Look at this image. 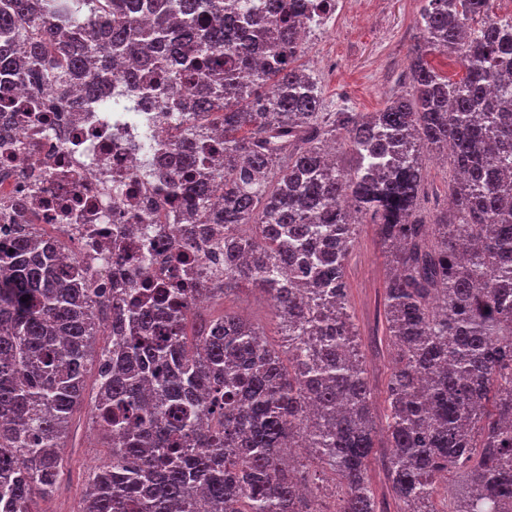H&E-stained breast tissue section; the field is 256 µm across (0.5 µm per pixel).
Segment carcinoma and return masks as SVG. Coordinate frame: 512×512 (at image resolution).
I'll use <instances>...</instances> for the list:
<instances>
[{
    "label": "carcinoma",
    "instance_id": "cac0c4a2",
    "mask_svg": "<svg viewBox=\"0 0 512 512\" xmlns=\"http://www.w3.org/2000/svg\"><path fill=\"white\" fill-rule=\"evenodd\" d=\"M333 0H0V84L98 91L112 54L190 95L172 127L187 224H222L224 287L151 280L105 308L53 244L0 241V512H40L63 471V425L97 371L107 453L81 512H377L372 396L347 298L356 228L390 255L386 470L400 512H512V17L490 0H424L412 91L376 112H324L297 65L304 19ZM454 55L462 74L432 65ZM211 125L197 171L194 134ZM340 134L344 165L325 148ZM446 154L450 207L420 214L423 157ZM224 194L210 202L213 175ZM246 283L269 297L288 356L224 314L188 338L184 296ZM28 301H22V298ZM109 342L100 351L92 338ZM454 468L450 495L437 477Z\"/></svg>",
    "mask_w": 512,
    "mask_h": 512
}]
</instances>
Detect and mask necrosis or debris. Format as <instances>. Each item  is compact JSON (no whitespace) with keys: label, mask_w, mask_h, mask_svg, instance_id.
<instances>
[{"label":"necrosis or debris","mask_w":512,"mask_h":512,"mask_svg":"<svg viewBox=\"0 0 512 512\" xmlns=\"http://www.w3.org/2000/svg\"><path fill=\"white\" fill-rule=\"evenodd\" d=\"M162 93L104 81L76 112H30L15 125L27 149L0 152V239L37 236L74 245L93 288L156 275L224 281V262L197 250L180 264L171 249L185 237L174 223L165 180L180 163L161 128Z\"/></svg>","instance_id":"obj_1"}]
</instances>
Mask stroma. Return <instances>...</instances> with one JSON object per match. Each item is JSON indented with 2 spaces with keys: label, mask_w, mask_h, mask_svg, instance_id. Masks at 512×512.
Masks as SVG:
<instances>
[{
  "label": "stroma",
  "mask_w": 512,
  "mask_h": 512,
  "mask_svg": "<svg viewBox=\"0 0 512 512\" xmlns=\"http://www.w3.org/2000/svg\"><path fill=\"white\" fill-rule=\"evenodd\" d=\"M422 0H357L354 9L340 13L333 27L310 36L298 63L312 74L322 92L323 109L335 112H374L392 98L410 92L408 52L419 37ZM428 208L445 207L452 174L445 158L424 157ZM388 257L372 225H360L354 249L346 263L347 294L355 341L364 355L367 379L374 394L377 426L385 424V392L392 367V347L385 318ZM248 315L263 327L269 345L282 351L281 336L270 300L253 290L211 301L199 311L200 320L223 313ZM94 374H87L84 399L74 413L64 439L67 465L54 495L43 502V512H79L88 468L100 457L102 440L94 422ZM389 452L385 434H378L368 459L367 477L378 512H397L398 501L384 467Z\"/></svg>",
  "instance_id": "obj_1"
}]
</instances>
